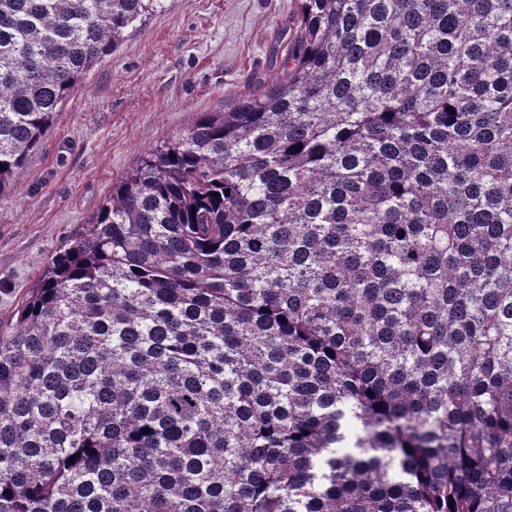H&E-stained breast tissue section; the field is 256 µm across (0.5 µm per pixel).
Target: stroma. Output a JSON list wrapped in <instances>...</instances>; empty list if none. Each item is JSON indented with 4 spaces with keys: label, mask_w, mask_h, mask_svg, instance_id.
<instances>
[{
    "label": "stroma",
    "mask_w": 512,
    "mask_h": 512,
    "mask_svg": "<svg viewBox=\"0 0 512 512\" xmlns=\"http://www.w3.org/2000/svg\"><path fill=\"white\" fill-rule=\"evenodd\" d=\"M296 0H164L65 100L0 196V321L149 150L280 75Z\"/></svg>",
    "instance_id": "1"
}]
</instances>
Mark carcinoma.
<instances>
[{
	"label": "carcinoma",
	"mask_w": 512,
	"mask_h": 512,
	"mask_svg": "<svg viewBox=\"0 0 512 512\" xmlns=\"http://www.w3.org/2000/svg\"><path fill=\"white\" fill-rule=\"evenodd\" d=\"M297 2L0 323V512H512V0ZM161 8L0 0V192Z\"/></svg>",
	"instance_id": "cac0c4a2"
}]
</instances>
